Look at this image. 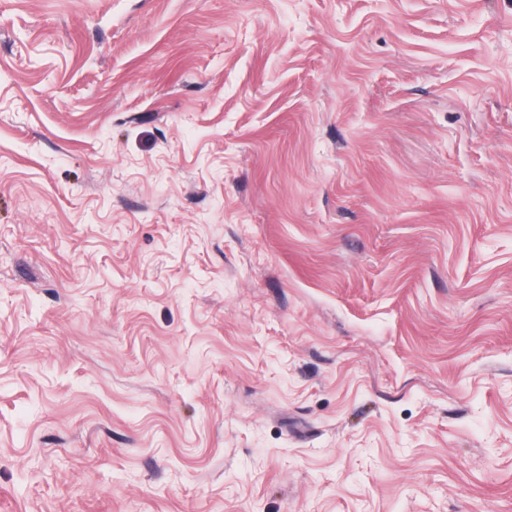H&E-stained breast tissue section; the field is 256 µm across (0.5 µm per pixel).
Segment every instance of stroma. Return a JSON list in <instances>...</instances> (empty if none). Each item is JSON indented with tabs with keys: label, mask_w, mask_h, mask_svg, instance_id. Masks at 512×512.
Instances as JSON below:
<instances>
[{
	"label": "stroma",
	"mask_w": 512,
	"mask_h": 512,
	"mask_svg": "<svg viewBox=\"0 0 512 512\" xmlns=\"http://www.w3.org/2000/svg\"><path fill=\"white\" fill-rule=\"evenodd\" d=\"M0 512H512V0H0Z\"/></svg>",
	"instance_id": "stroma-1"
}]
</instances>
